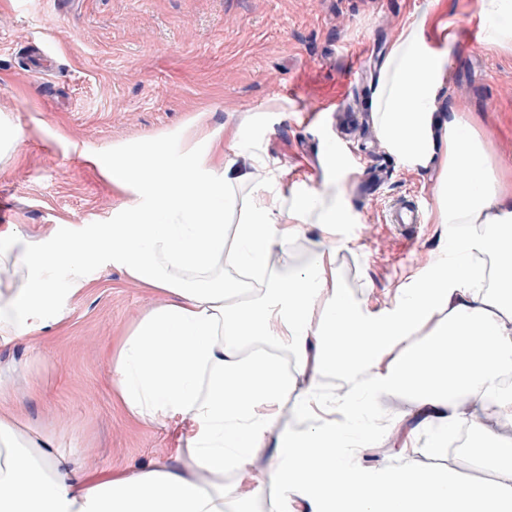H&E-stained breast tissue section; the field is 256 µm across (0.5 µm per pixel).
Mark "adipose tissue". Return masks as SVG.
Instances as JSON below:
<instances>
[{
	"instance_id": "adipose-tissue-1",
	"label": "adipose tissue",
	"mask_w": 512,
	"mask_h": 512,
	"mask_svg": "<svg viewBox=\"0 0 512 512\" xmlns=\"http://www.w3.org/2000/svg\"><path fill=\"white\" fill-rule=\"evenodd\" d=\"M475 11L484 44L512 48V0H476ZM448 28L415 8L371 93L372 125L390 151L416 170L440 162L434 221L447 225L455 256L388 313L362 310L335 285L336 227L353 221L335 148L313 191L271 164L246 126L188 123L177 170L160 141L93 158L135 196L113 223L38 241L0 229V342L29 345L61 324L63 298L84 290L91 260L163 294L112 354L110 386L135 421L179 429L173 463L90 482L50 436L0 406V512H259L269 483L281 512L294 495L304 512H512V437L497 432L484 459L490 481L416 469L402 448L391 451L398 464L360 463L378 445L372 420L387 398L439 432L435 455L462 426L512 419V393L499 383L512 366V186L462 108L438 115ZM308 224L321 234L298 266L290 246ZM58 264L69 270L64 290ZM336 379L344 391L327 394ZM259 462L263 480L225 484Z\"/></svg>"
}]
</instances>
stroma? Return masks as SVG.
Returning <instances> with one entry per match:
<instances>
[{"label": "stroma", "mask_w": 512, "mask_h": 512, "mask_svg": "<svg viewBox=\"0 0 512 512\" xmlns=\"http://www.w3.org/2000/svg\"><path fill=\"white\" fill-rule=\"evenodd\" d=\"M475 0H0V124L23 140L0 159V226L29 239L53 229L111 223L131 194L112 186L89 155L166 141L168 163L183 162L182 129H209L252 117L267 155L322 178L335 146L355 169L346 200L355 221L336 230V285L364 309H392L406 288L440 265L448 227L384 221L401 197L434 210L439 164L412 170L375 134L369 99L392 32L415 7L452 19L456 44L442 109L462 104L494 162L512 170V50L482 42ZM56 65L26 67L32 48ZM281 111H272L273 103ZM87 288L68 316L33 345H0V398L25 426L47 433L80 473L98 480L168 461L175 432L139 423L110 391L108 350L161 295L118 268L85 267ZM389 441L407 460L464 479L489 478L472 456L418 460L430 433L405 422Z\"/></svg>", "instance_id": "stroma-1"}]
</instances>
